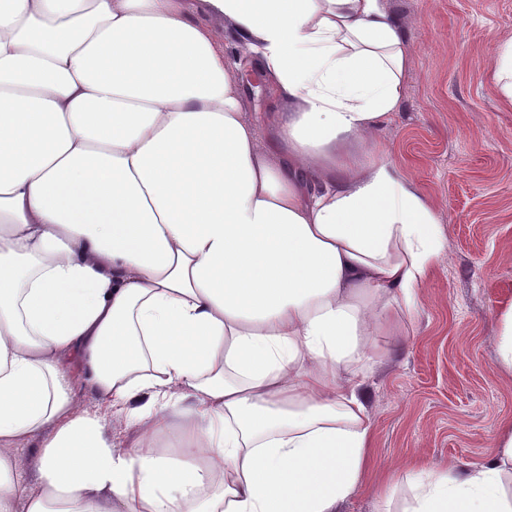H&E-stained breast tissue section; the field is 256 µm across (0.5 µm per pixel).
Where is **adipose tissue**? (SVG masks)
I'll list each match as a JSON object with an SVG mask.
<instances>
[{
    "instance_id": "1",
    "label": "adipose tissue",
    "mask_w": 512,
    "mask_h": 512,
    "mask_svg": "<svg viewBox=\"0 0 512 512\" xmlns=\"http://www.w3.org/2000/svg\"><path fill=\"white\" fill-rule=\"evenodd\" d=\"M410 61L386 0H0V512H338L366 489L375 339L442 248L372 140ZM494 446L419 461L384 507L512 512V421ZM248 74L250 73L245 75V82L242 78V84L245 92L243 95L244 111L249 112L248 114L251 116L255 115L254 112H270L272 104L268 100V94L262 90L258 91V87L251 89L246 84V76Z\"/></svg>"
}]
</instances>
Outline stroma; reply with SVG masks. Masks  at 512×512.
Wrapping results in <instances>:
<instances>
[{
  "label": "stroma",
  "mask_w": 512,
  "mask_h": 512,
  "mask_svg": "<svg viewBox=\"0 0 512 512\" xmlns=\"http://www.w3.org/2000/svg\"><path fill=\"white\" fill-rule=\"evenodd\" d=\"M408 33L402 112L375 135L435 206L443 250L402 335L363 388L373 423L370 491L339 512H380L393 473L484 462L512 420V373L497 363L512 302V104L494 79L512 0H387Z\"/></svg>",
  "instance_id": "1"
}]
</instances>
